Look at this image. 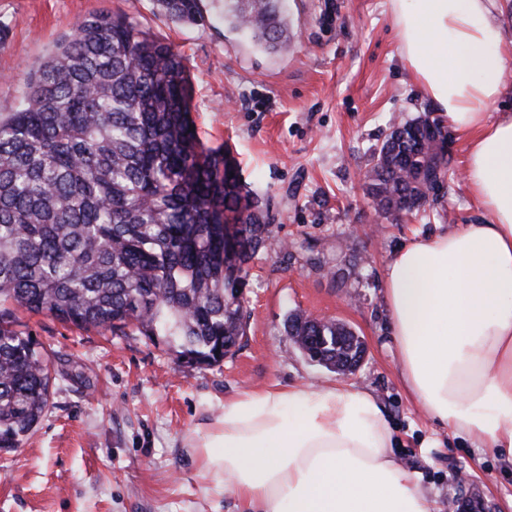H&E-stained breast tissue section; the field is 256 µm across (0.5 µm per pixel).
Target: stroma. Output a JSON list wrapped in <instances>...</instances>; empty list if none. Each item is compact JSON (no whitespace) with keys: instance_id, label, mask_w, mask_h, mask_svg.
I'll return each instance as SVG.
<instances>
[{"instance_id":"obj_1","label":"stroma","mask_w":512,"mask_h":512,"mask_svg":"<svg viewBox=\"0 0 512 512\" xmlns=\"http://www.w3.org/2000/svg\"><path fill=\"white\" fill-rule=\"evenodd\" d=\"M204 9L205 23L180 25L158 16L153 0H0L1 111L23 98V70L80 20L126 13L181 52L202 144L232 148L243 181L271 203L277 242L250 264L246 336L210 369L143 336L20 312L64 373L36 429L0 451V512H241L232 492H215L187 442L241 392L339 378L286 335L292 312L341 320L362 339V364L341 378L376 396L394 452L428 489L433 512L462 493L460 472L485 492L488 512H512V465L449 435L399 375L385 263L413 239L486 215L464 180L460 139L454 177L427 212L395 222L367 204L362 175L391 126L438 110L405 66L388 0H288L295 40L276 55L225 25L209 2ZM75 367L85 380L68 378Z\"/></svg>"}]
</instances>
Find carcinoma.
<instances>
[{
  "mask_svg": "<svg viewBox=\"0 0 512 512\" xmlns=\"http://www.w3.org/2000/svg\"><path fill=\"white\" fill-rule=\"evenodd\" d=\"M178 24L204 21L200 0H154ZM224 23L256 45L288 48L286 0H216ZM26 94L0 112V451L19 447L49 407L51 354L17 312L81 329L160 341L184 363L215 367L245 336L249 264L271 246L272 208L247 189L230 147H204L192 121L182 55L126 14L100 12L22 73ZM426 114L395 125L364 173L378 217L438 201L420 175L449 160L430 152ZM313 336L306 357L336 371L358 345L336 322L288 315Z\"/></svg>",
  "mask_w": 512,
  "mask_h": 512,
  "instance_id": "carcinoma-1",
  "label": "carcinoma"
}]
</instances>
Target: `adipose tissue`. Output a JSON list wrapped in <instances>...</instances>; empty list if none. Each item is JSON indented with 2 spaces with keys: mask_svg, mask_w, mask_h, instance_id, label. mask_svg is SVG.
<instances>
[{
  "mask_svg": "<svg viewBox=\"0 0 512 512\" xmlns=\"http://www.w3.org/2000/svg\"><path fill=\"white\" fill-rule=\"evenodd\" d=\"M389 7L418 89L466 141L467 186L487 216L388 260L400 375L426 415L512 464V113L490 114L507 91V3ZM393 442L375 396L334 382L243 392L191 446L251 512H433Z\"/></svg>",
  "mask_w": 512,
  "mask_h": 512,
  "instance_id": "1",
  "label": "adipose tissue"
}]
</instances>
